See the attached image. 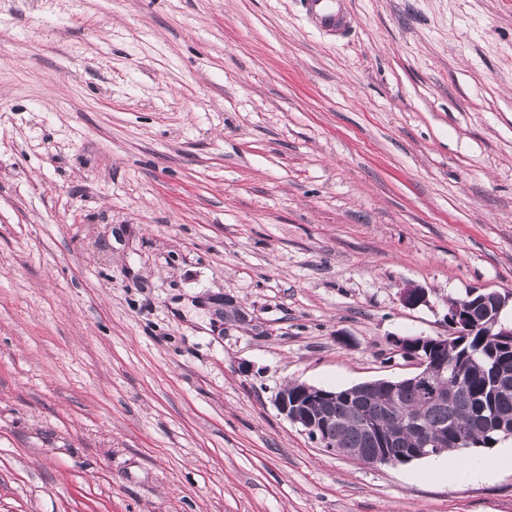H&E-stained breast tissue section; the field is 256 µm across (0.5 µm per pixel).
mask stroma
Returning a JSON list of instances; mask_svg holds the SVG:
<instances>
[{"label": "stroma", "mask_w": 512, "mask_h": 512, "mask_svg": "<svg viewBox=\"0 0 512 512\" xmlns=\"http://www.w3.org/2000/svg\"><path fill=\"white\" fill-rule=\"evenodd\" d=\"M344 2L0 0V512H512L273 403L512 294V0ZM342 0H307L308 11L316 15L321 27H333L340 21Z\"/></svg>", "instance_id": "stroma-1"}]
</instances>
